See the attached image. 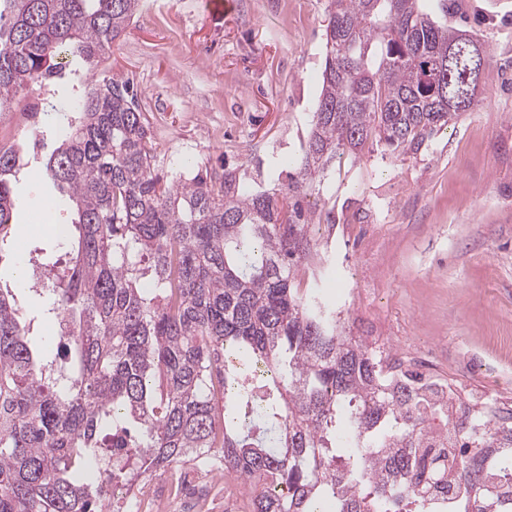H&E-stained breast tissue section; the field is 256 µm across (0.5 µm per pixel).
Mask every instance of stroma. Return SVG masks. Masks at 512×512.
Segmentation results:
<instances>
[{"label": "stroma", "instance_id": "35a3bbf8", "mask_svg": "<svg viewBox=\"0 0 512 512\" xmlns=\"http://www.w3.org/2000/svg\"><path fill=\"white\" fill-rule=\"evenodd\" d=\"M221 14L199 0H144L94 75L68 62L70 83L128 78L150 115L162 178L177 159L225 167L280 188L272 154L298 156L321 90L327 0H232ZM434 20L468 31L486 51L478 103L399 155L370 140L337 158L308 201L320 214L322 254L302 287L334 297L354 334L389 346L425 380L471 395L499 391L512 405V0H424ZM27 163L11 180L33 230L0 248V288L15 292L35 354L54 355L59 318L16 286L19 261L60 258L59 201L19 113L0 138Z\"/></svg>", "mask_w": 512, "mask_h": 512}]
</instances>
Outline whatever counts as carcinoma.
I'll list each match as a JSON object with an SVG mask.
<instances>
[{
	"label": "carcinoma",
	"mask_w": 512,
	"mask_h": 512,
	"mask_svg": "<svg viewBox=\"0 0 512 512\" xmlns=\"http://www.w3.org/2000/svg\"><path fill=\"white\" fill-rule=\"evenodd\" d=\"M423 0H330L322 87L297 175L270 194L234 170L156 174L150 124L130 82L73 92L36 112L34 146L76 209L78 254L47 311L64 317L70 358L38 361L14 299L0 290V512H96L152 472L221 469L250 485L244 512H500L512 506V409L464 418L448 452L419 451L434 426L420 375L295 284L319 257L303 205L316 176L372 137L417 152L468 111L477 87L448 55L465 31ZM142 0H0V113L24 89L63 82L77 48L109 57ZM0 146V243L18 224Z\"/></svg>",
	"instance_id": "cac0c4a2"
}]
</instances>
